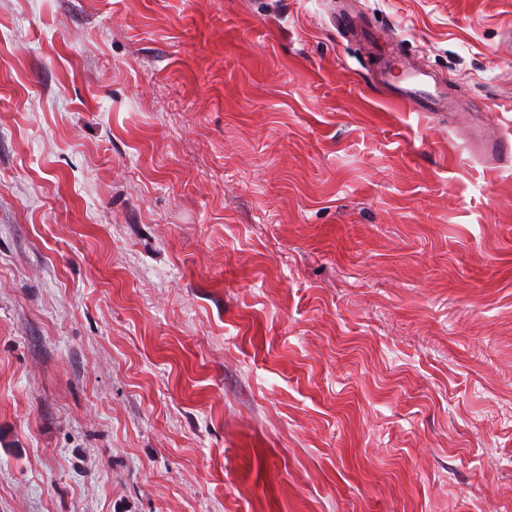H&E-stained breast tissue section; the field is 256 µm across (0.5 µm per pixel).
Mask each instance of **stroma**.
Instances as JSON below:
<instances>
[{"label": "stroma", "mask_w": 512, "mask_h": 512, "mask_svg": "<svg viewBox=\"0 0 512 512\" xmlns=\"http://www.w3.org/2000/svg\"><path fill=\"white\" fill-rule=\"evenodd\" d=\"M512 0H0V512H512ZM405 50L466 122L392 106ZM468 149L492 162L506 160L512 156V142L507 137L488 135L481 128H473Z\"/></svg>", "instance_id": "35a3bbf8"}]
</instances>
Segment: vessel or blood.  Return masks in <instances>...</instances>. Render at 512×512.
<instances>
[{"instance_id":"vessel-or-blood-1","label":"vessel or blood","mask_w":512,"mask_h":512,"mask_svg":"<svg viewBox=\"0 0 512 512\" xmlns=\"http://www.w3.org/2000/svg\"><path fill=\"white\" fill-rule=\"evenodd\" d=\"M394 65L399 71L398 81H390L388 71L379 73L380 81L386 83L389 90L388 100L391 104L412 112H437L449 108L450 103L443 97L438 85L416 69L411 60L400 55L396 57ZM468 149L492 162L512 158L511 139L502 135H488L479 128L472 130Z\"/></svg>"}]
</instances>
